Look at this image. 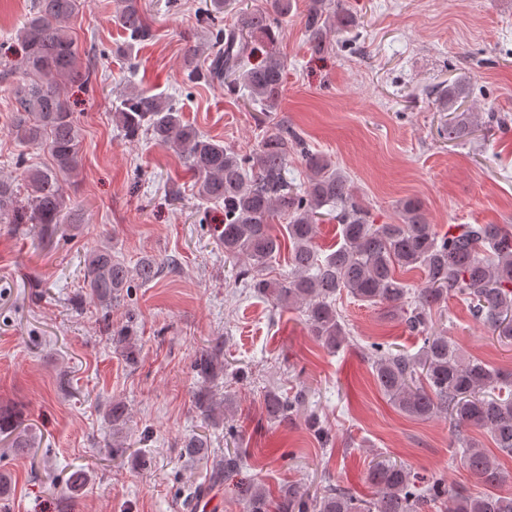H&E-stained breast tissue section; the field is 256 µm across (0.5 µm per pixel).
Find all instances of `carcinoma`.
<instances>
[{
    "label": "carcinoma",
    "mask_w": 512,
    "mask_h": 512,
    "mask_svg": "<svg viewBox=\"0 0 512 512\" xmlns=\"http://www.w3.org/2000/svg\"><path fill=\"white\" fill-rule=\"evenodd\" d=\"M119 4L116 20L130 40L149 37L139 0H119ZM231 5L232 0H202L198 22L210 33L215 52L205 69L187 56L188 80L220 81L228 93L245 90L264 111L277 112L285 61L275 45L293 0H267L265 8L241 7L235 22L226 27L224 12ZM78 6L79 0H34L19 31L26 80L10 89L15 102L11 127L22 141L45 144L51 164L27 169L23 199L11 183L0 179V224L55 228L70 222L63 182L80 167V130L63 89L76 81L88 85L95 76L92 70L82 72L76 66L70 21ZM355 28L357 21L341 0H308L304 29L313 54L328 51L334 35ZM260 47L265 48V56L253 66L251 58ZM433 94L454 113L448 120V139L460 137L468 126L462 103L471 94L469 80L460 76ZM114 120L129 139L146 134L159 146L180 150L194 174L199 198L224 203L219 240L233 262L235 280L277 304L300 309L310 335L322 346L338 350L350 341V329L336 308L337 296L343 292L386 309L387 317L404 321L410 332L422 336L423 345L414 356L395 353L385 342L370 343L377 386L411 417L448 418L469 471L491 487L506 481L497 457L465 442L463 429L487 431L498 451L512 455V371L463 358L445 332L432 328L431 311L456 297L500 341L512 342V229L500 224H450L441 233L427 221L422 204L410 198L399 204V223L372 224L348 177L326 156L310 152L301 135L281 120L271 122L248 156L202 135L184 123L170 100L145 90L126 94ZM294 152L306 160L308 178L303 187L285 177L288 157ZM326 216L340 225L342 242L325 255L316 237ZM276 224L284 230L280 236L274 233ZM285 238L291 271L285 279H270L264 271L281 254ZM84 264L85 288L106 310L105 322L118 292L135 278L151 281L163 270L148 257L130 268L112 258L106 246L90 250ZM416 268L425 274L422 288H412L396 275L398 269ZM115 343L122 346L126 359L135 358L137 344L128 331H117ZM194 368L204 382L194 393V404L217 424L220 416L233 413L231 395L224 394L220 403L206 385L224 368L221 349L202 350ZM298 404L299 397L290 398L275 388L264 394L266 416L278 423L290 420ZM221 407L222 415L217 413ZM0 433L14 436L15 448L30 446L26 429L7 409L0 411ZM183 451L189 457L212 458L214 484L243 466L236 450L212 455L204 435L191 437ZM367 481L374 488L370 498L326 481L313 493L291 485L275 501L265 486L252 483L242 490L244 512H426L445 497L448 512H512L511 494H451L441 473H421L402 462H372Z\"/></svg>",
    "instance_id": "obj_1"
}]
</instances>
